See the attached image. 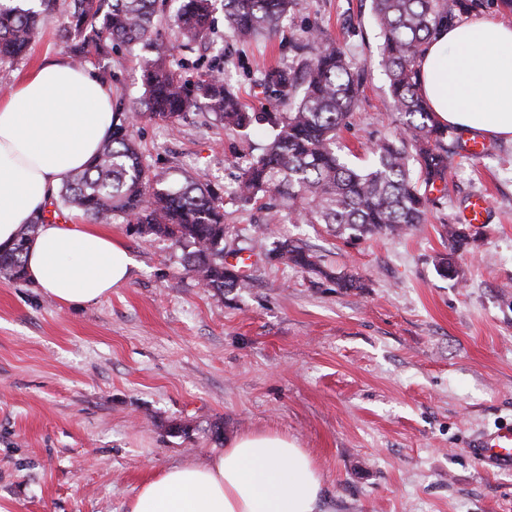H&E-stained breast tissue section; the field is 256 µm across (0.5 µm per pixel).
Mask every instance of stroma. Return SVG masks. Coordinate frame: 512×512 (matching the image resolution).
Here are the masks:
<instances>
[{
	"mask_svg": "<svg viewBox=\"0 0 512 512\" xmlns=\"http://www.w3.org/2000/svg\"><path fill=\"white\" fill-rule=\"evenodd\" d=\"M293 12L275 38L247 45L220 27L182 48L169 19L160 32L178 59L223 41L226 82L250 111L276 112L262 74L294 64L302 26L317 27L364 72L340 141L366 166L396 128L371 0H295ZM70 56L48 23L26 59L0 65V97L42 59ZM88 67L113 99H142L135 52ZM130 131L165 185L207 176L225 196V251L249 247L257 262L247 287L208 290L180 248L117 218L112 235L135 265L101 301L67 306L0 279V512H126L144 480L266 430L314 458L321 512H512V473L485 472L469 454L481 433L512 428V141L454 155L443 205L410 234L349 240L325 224L267 223L230 198L240 155L256 153L267 126L228 131L193 110ZM474 194L488 222L452 251L442 226ZM275 237L310 249L319 270L265 261ZM442 255L453 262L445 277ZM339 275L359 287H337Z\"/></svg>",
	"mask_w": 512,
	"mask_h": 512,
	"instance_id": "35a3bbf8",
	"label": "stroma"
}]
</instances>
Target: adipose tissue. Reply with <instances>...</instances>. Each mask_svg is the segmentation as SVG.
Segmentation results:
<instances>
[{
  "label": "adipose tissue",
  "instance_id": "ef3b65f1",
  "mask_svg": "<svg viewBox=\"0 0 512 512\" xmlns=\"http://www.w3.org/2000/svg\"><path fill=\"white\" fill-rule=\"evenodd\" d=\"M422 90L441 122L512 141V24L441 29L418 61ZM112 97L91 71L48 59L0 98V247L36 223L70 173L85 169L112 132ZM25 270L59 303L81 306L128 281L133 260L99 224L36 223ZM321 473L295 440L253 432L209 462H186L144 481L127 512H319Z\"/></svg>",
  "mask_w": 512,
  "mask_h": 512
}]
</instances>
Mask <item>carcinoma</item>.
I'll return each instance as SVG.
<instances>
[{"mask_svg": "<svg viewBox=\"0 0 512 512\" xmlns=\"http://www.w3.org/2000/svg\"><path fill=\"white\" fill-rule=\"evenodd\" d=\"M46 11L0 0V65L27 56ZM168 0H71L62 35L72 59L82 65L91 53L139 46L144 95L138 105H115L112 133L90 165L62 182L58 209L77 208L97 224L120 216L139 234L169 239L205 287L219 293L246 287L244 276L224 262V200L201 176L162 187L145 165L129 127L140 116L175 124L192 108H203L228 130L264 122L270 128L261 152L240 167L233 198L260 205L273 222L294 215L305 224H334L341 234L402 236L425 223L440 198L427 189L447 182L460 138L441 123L420 90L416 61L438 30L495 5L512 12V0H371L381 38V65L396 132L377 141L372 163L357 169L339 146V133L359 110L362 74L336 42L318 29L292 45L297 65L272 68L261 85L286 112H250L224 81V52L209 59L170 63L158 24ZM292 0H221L224 28L234 41L274 37ZM216 0H180L175 22L185 44L206 37L215 24ZM444 230L453 250L467 244L459 224ZM35 225L24 226L12 246L0 249V278L26 280L25 254ZM269 256L286 266L317 267L314 256L286 239L272 242Z\"/></svg>", "mask_w": 512, "mask_h": 512, "instance_id": "carcinoma-1", "label": "carcinoma"}]
</instances>
